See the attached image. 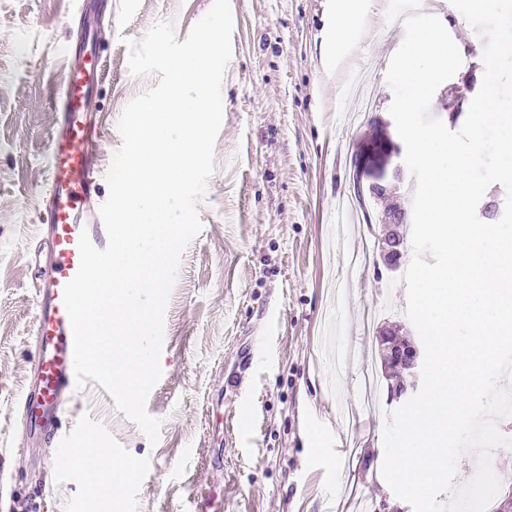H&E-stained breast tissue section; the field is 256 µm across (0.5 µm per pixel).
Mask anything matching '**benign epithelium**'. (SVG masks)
<instances>
[{"mask_svg": "<svg viewBox=\"0 0 512 512\" xmlns=\"http://www.w3.org/2000/svg\"><path fill=\"white\" fill-rule=\"evenodd\" d=\"M401 147L387 129L373 123L371 132L359 148L354 166V188L375 200L393 197V206L383 213L381 233L376 236L378 254L390 270L401 266L403 256V224L407 223L404 202L394 191L405 176L400 162ZM390 327L380 329L378 357L387 379L390 401L400 402L417 389L419 353L410 340H396Z\"/></svg>", "mask_w": 512, "mask_h": 512, "instance_id": "obj_1", "label": "benign epithelium"}]
</instances>
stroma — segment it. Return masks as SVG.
Segmentation results:
<instances>
[{
    "label": "stroma",
    "mask_w": 512,
    "mask_h": 512,
    "mask_svg": "<svg viewBox=\"0 0 512 512\" xmlns=\"http://www.w3.org/2000/svg\"><path fill=\"white\" fill-rule=\"evenodd\" d=\"M213 0H0V512H85V474L63 471L64 448L95 441L133 459L120 512H352L357 498L413 512L383 480L384 415L361 396L363 349L381 327L419 335L405 288L377 253L350 256L377 224H349L354 157L370 120L390 121L385 71L402 43L388 0H231L232 57L222 84L216 169L198 204L200 235L184 251L164 325L162 376L147 399L158 443L96 382L68 396L59 438L26 435L18 402L33 376L38 199L59 124L52 91L82 42L105 57L91 89L103 161L118 119L157 77H132L128 41L158 20L177 40ZM462 65L431 113L459 129L484 74L483 41L449 0H425ZM373 100L354 121L355 82ZM376 310L364 328L367 310Z\"/></svg>",
    "instance_id": "obj_1"
}]
</instances>
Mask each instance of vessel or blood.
I'll return each instance as SVG.
<instances>
[{"mask_svg": "<svg viewBox=\"0 0 512 512\" xmlns=\"http://www.w3.org/2000/svg\"><path fill=\"white\" fill-rule=\"evenodd\" d=\"M104 62L76 65L53 96L63 127L49 146V179L41 197V241L46 260L37 271L34 322L35 383L20 401L26 429L51 435L63 415V401L75 386L73 338L63 303L65 285L80 265L78 242L88 234L99 249L108 242L102 220L88 205L100 192L96 155L100 131L89 119L88 91Z\"/></svg>", "mask_w": 512, "mask_h": 512, "instance_id": "1", "label": "vessel or blood"}]
</instances>
